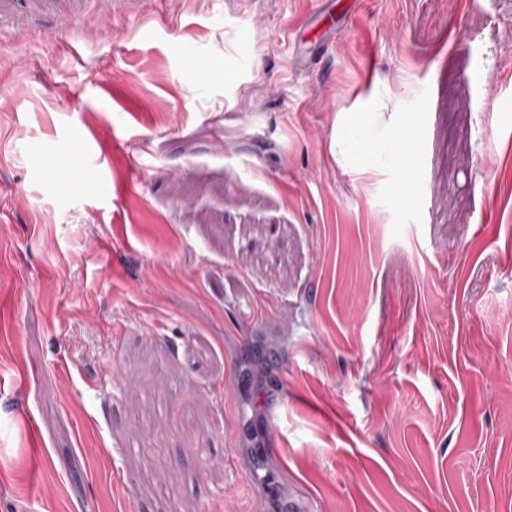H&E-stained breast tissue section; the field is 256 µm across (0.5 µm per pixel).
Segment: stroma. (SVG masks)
Listing matches in <instances>:
<instances>
[{"label":"stroma","mask_w":512,"mask_h":512,"mask_svg":"<svg viewBox=\"0 0 512 512\" xmlns=\"http://www.w3.org/2000/svg\"><path fill=\"white\" fill-rule=\"evenodd\" d=\"M511 373L512 0H0V512H512Z\"/></svg>","instance_id":"35a3bbf8"}]
</instances>
